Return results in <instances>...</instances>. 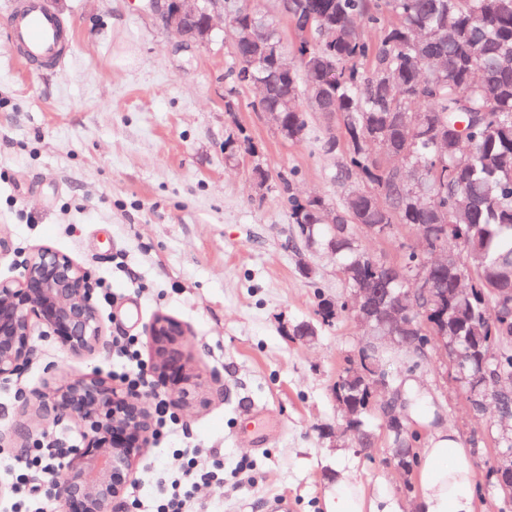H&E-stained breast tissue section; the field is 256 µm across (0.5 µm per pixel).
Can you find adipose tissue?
I'll return each instance as SVG.
<instances>
[{"label":"adipose tissue","instance_id":"adipose-tissue-1","mask_svg":"<svg viewBox=\"0 0 512 512\" xmlns=\"http://www.w3.org/2000/svg\"><path fill=\"white\" fill-rule=\"evenodd\" d=\"M419 512H474V467L454 429L438 428L417 464Z\"/></svg>","mask_w":512,"mask_h":512}]
</instances>
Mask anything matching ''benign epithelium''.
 <instances>
[{"mask_svg": "<svg viewBox=\"0 0 512 512\" xmlns=\"http://www.w3.org/2000/svg\"><path fill=\"white\" fill-rule=\"evenodd\" d=\"M150 8L166 29L183 45H202L212 40L214 15L237 9L234 0H150ZM201 17L195 28L185 21ZM17 280H0V383H9L31 364L36 347L35 330L54 336L75 353L96 349L102 321L93 302L87 272L68 256L42 246L21 264ZM178 327L163 318L150 327L152 369L164 388L189 399L180 362ZM44 415L55 421L73 418L80 427L76 445L55 444L60 459L55 496L63 512H123L122 503L131 482L133 466L150 443L154 417L146 397L118 388L101 378H80L65 384L42 401ZM0 443L27 449L28 436L20 427L4 433ZM493 470L501 489L512 493V452L500 453Z\"/></svg>", "mask_w": 512, "mask_h": 512, "instance_id": "obj_1", "label": "benign epithelium"}]
</instances>
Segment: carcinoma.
I'll return each mask as SVG.
<instances>
[{
    "label": "carcinoma",
    "instance_id": "cac0c4a2",
    "mask_svg": "<svg viewBox=\"0 0 512 512\" xmlns=\"http://www.w3.org/2000/svg\"><path fill=\"white\" fill-rule=\"evenodd\" d=\"M288 21L295 25L297 63L283 76L269 63L252 67L269 94L258 110L279 112L287 139L300 140L307 120L299 106L304 90H314L316 112L340 116L341 135L321 144L338 153L333 181L345 188L354 180L370 193L345 192L341 205L321 197L301 200L290 193L281 174L268 189L281 196L299 248L336 262L348 292L340 301L319 296L323 323L350 313L365 288L397 295L411 290L415 277H431L439 304L411 311L417 339L427 350L441 348L438 336L461 354L466 379L460 381L468 407L484 412L470 395V381L482 380L487 402L512 416V0H288ZM232 22L265 36L264 47L283 48L273 19L260 5L244 4ZM372 28L375 39L358 26ZM231 73L239 83L242 62L251 57L232 45ZM336 213V222L325 220ZM405 224L428 245L460 256V267L429 269L410 248L398 260L368 253L363 230L389 237ZM399 370L386 369L379 351L360 349L335 387L336 404L356 414L353 439L371 447L362 384V362L379 370L391 394L399 378L428 361L412 345L399 349ZM397 462L411 471L418 464L408 424L389 432Z\"/></svg>",
    "mask_w": 512,
    "mask_h": 512
}]
</instances>
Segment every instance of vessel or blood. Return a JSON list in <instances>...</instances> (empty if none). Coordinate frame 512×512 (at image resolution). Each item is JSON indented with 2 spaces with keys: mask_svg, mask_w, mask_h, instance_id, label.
<instances>
[{
  "mask_svg": "<svg viewBox=\"0 0 512 512\" xmlns=\"http://www.w3.org/2000/svg\"><path fill=\"white\" fill-rule=\"evenodd\" d=\"M6 25L10 42L26 65L44 69L64 66L71 35L46 0H13Z\"/></svg>",
  "mask_w": 512,
  "mask_h": 512,
  "instance_id": "b4317fda",
  "label": "vessel or blood"
}]
</instances>
